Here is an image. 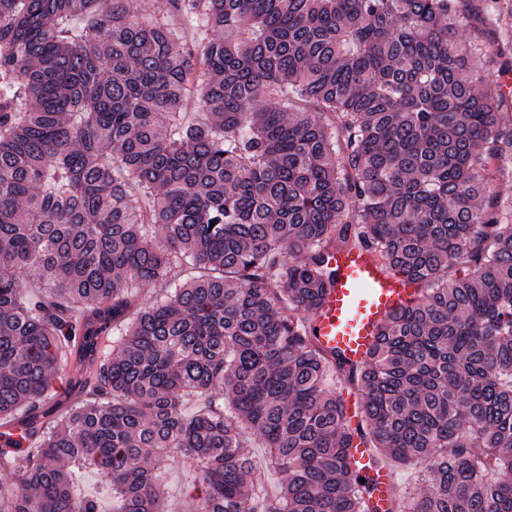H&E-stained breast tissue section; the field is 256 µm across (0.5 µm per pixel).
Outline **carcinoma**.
<instances>
[{
    "label": "carcinoma",
    "mask_w": 512,
    "mask_h": 512,
    "mask_svg": "<svg viewBox=\"0 0 512 512\" xmlns=\"http://www.w3.org/2000/svg\"><path fill=\"white\" fill-rule=\"evenodd\" d=\"M465 15L0 0V428L20 426L0 512H101L87 469L113 512H164L172 453L193 512H371L361 442L376 467L428 462L399 512H512V224L489 188L512 96L485 74L512 40L458 44ZM468 15L512 24V0ZM358 245L422 296L355 364L312 320L330 255ZM136 283L166 295L143 306ZM338 383L362 392L355 424Z\"/></svg>",
    "instance_id": "1"
}]
</instances>
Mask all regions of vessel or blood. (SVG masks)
Listing matches in <instances>:
<instances>
[{
  "label": "vessel or blood",
  "instance_id": "b4317fda",
  "mask_svg": "<svg viewBox=\"0 0 512 512\" xmlns=\"http://www.w3.org/2000/svg\"><path fill=\"white\" fill-rule=\"evenodd\" d=\"M329 266L335 273V283L316 312L313 326L324 348L340 352L356 363L366 357L385 317L416 301L421 291L364 248L336 252ZM351 464L359 472L372 473L377 499L386 512H393L395 485L388 470L372 469L370 449H352Z\"/></svg>",
  "mask_w": 512,
  "mask_h": 512
}]
</instances>
